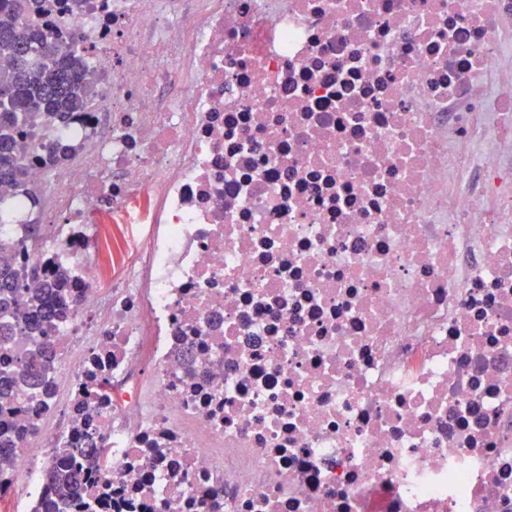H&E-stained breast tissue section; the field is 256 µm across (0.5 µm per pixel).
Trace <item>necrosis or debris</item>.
<instances>
[{
  "label": "necrosis or debris",
  "mask_w": 512,
  "mask_h": 512,
  "mask_svg": "<svg viewBox=\"0 0 512 512\" xmlns=\"http://www.w3.org/2000/svg\"><path fill=\"white\" fill-rule=\"evenodd\" d=\"M54 2L96 97L0 186L72 270L0 512L91 433L101 512H512V0Z\"/></svg>",
  "instance_id": "obj_1"
}]
</instances>
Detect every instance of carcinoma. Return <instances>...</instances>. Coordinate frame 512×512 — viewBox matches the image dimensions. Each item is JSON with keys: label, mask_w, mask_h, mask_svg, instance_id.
<instances>
[{"label": "carcinoma", "mask_w": 512, "mask_h": 512, "mask_svg": "<svg viewBox=\"0 0 512 512\" xmlns=\"http://www.w3.org/2000/svg\"><path fill=\"white\" fill-rule=\"evenodd\" d=\"M48 0H0V183L22 187L27 168L16 153V142L26 126L62 123L75 112L87 110L96 94L83 71L89 50L77 52L72 45L52 38L36 23ZM15 244L0 240V315L23 311L30 329L41 332L67 318L64 299L69 292L67 270L57 266L55 278L47 280L34 270L15 269ZM50 343L40 342L22 367L0 372V409L16 395L29 390H47L54 370ZM13 431L0 423V466L10 461ZM75 448H64L50 475L49 512L79 503L78 512H97L100 500L80 499L81 466Z\"/></svg>", "instance_id": "1"}]
</instances>
